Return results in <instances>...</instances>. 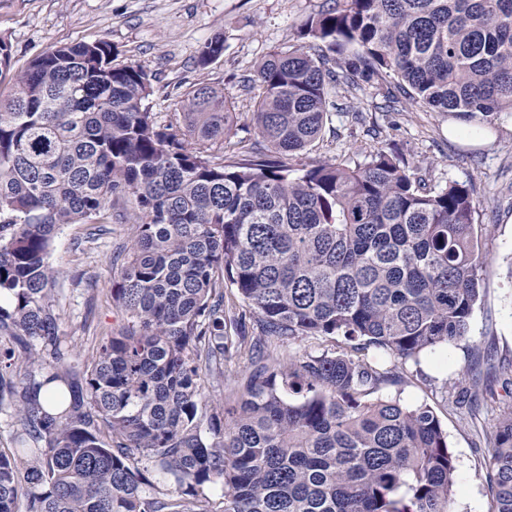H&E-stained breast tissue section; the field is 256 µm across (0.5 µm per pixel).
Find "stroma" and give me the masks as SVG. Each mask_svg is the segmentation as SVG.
<instances>
[{"instance_id":"obj_1","label":"stroma","mask_w":512,"mask_h":512,"mask_svg":"<svg viewBox=\"0 0 512 512\" xmlns=\"http://www.w3.org/2000/svg\"><path fill=\"white\" fill-rule=\"evenodd\" d=\"M331 5L332 0H0V38L10 43L19 67L61 45L109 42L117 63L141 64L153 74L149 107L159 121L178 111L185 91L205 84L223 91L236 112L237 138L248 140L254 136V99L247 77L271 52L300 43L317 52L316 42L301 40L300 27ZM217 35L224 39L223 56L200 66L199 48ZM332 100L331 121L306 162L352 166L371 152L392 149L409 165L429 169L433 182L452 179L475 186L481 246L490 261L481 273L470 334L430 356L422 368H401L402 384L384 392L408 405L429 404L444 424L457 464L455 512H491L487 450L477 447L476 434L494 423L506 400L501 383L512 376V116L474 134L470 122L403 99L386 107L368 83L338 89ZM82 233V225L64 227L51 260L65 272L58 285L61 328L85 347L90 337L121 321L110 288L117 270L112 259L125 245L126 233L122 225H111L83 253L76 247ZM469 371L493 387L474 415L448 401L449 389Z\"/></svg>"}]
</instances>
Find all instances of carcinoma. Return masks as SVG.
<instances>
[{
    "mask_svg": "<svg viewBox=\"0 0 512 512\" xmlns=\"http://www.w3.org/2000/svg\"><path fill=\"white\" fill-rule=\"evenodd\" d=\"M250 79L265 143L230 137L224 94L193 86L164 123L152 74L80 41L14 68L0 38V512H454L456 458L435 411L380 396L470 333L488 262L475 190L429 186L378 150L354 166L291 162L321 139L330 92L371 83L480 125L512 115V0H340ZM224 54L215 36L206 66ZM127 226L112 279L121 324L91 349L59 329L50 262L66 224ZM236 289L261 337L233 336ZM322 351L280 348L310 337ZM250 370L224 385L243 347ZM49 399H39L40 390ZM490 391L462 376L452 404ZM491 512H512V405L481 433ZM222 486L214 501L205 489Z\"/></svg>",
    "mask_w": 512,
    "mask_h": 512,
    "instance_id": "obj_1",
    "label": "carcinoma"
}]
</instances>
